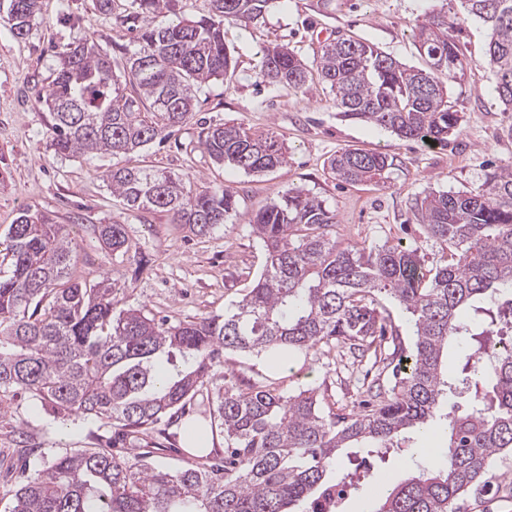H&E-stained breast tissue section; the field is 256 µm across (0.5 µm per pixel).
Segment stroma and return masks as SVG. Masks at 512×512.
<instances>
[{"instance_id":"obj_1","label":"stroma","mask_w":512,"mask_h":512,"mask_svg":"<svg viewBox=\"0 0 512 512\" xmlns=\"http://www.w3.org/2000/svg\"><path fill=\"white\" fill-rule=\"evenodd\" d=\"M0 0V243L24 209L56 215L70 225L79 261L76 279L111 277L119 308L142 307L174 325L223 313L252 288L267 255L249 232L248 218L271 200L300 188L334 210L339 243L374 247L389 242L418 247L434 264L441 247L424 238L414 218L418 198L431 191L456 192L481 184L494 168L512 165V112L503 111L487 63L490 31L464 15L459 0H272L262 18L224 25V44L236 64L232 81L215 80L198 94L195 112L175 135L128 156L94 154L61 158L49 149L45 114L38 101L55 65V54L81 38L96 42L116 62L133 48V35L112 18L90 11V0H39L30 34L14 38ZM458 17L456 36L467 62L464 79L448 95L462 117L448 145L401 140L371 124L341 117L332 94L313 85L302 94L269 84L258 73L261 50L285 45L305 60L338 37L375 44L400 62L424 67L414 25L426 14ZM227 122L274 132L288 148L286 165L246 173L215 163L202 140L207 128ZM389 150L402 164L382 184H347L333 178L328 160L343 149ZM135 165L190 177L195 187L234 189L238 212L207 237L188 233L167 213L129 211L112 197L103 179L112 166ZM124 224L128 251L101 248L94 227ZM396 358L358 362L340 349L310 350L271 370L265 357L224 356L225 382H260L288 392L315 389L323 408L352 407L368 387L387 393ZM8 411L0 417V512H8L19 473L6 468L19 454L31 470L51 457L92 448L111 428L83 417L60 419L34 409L23 395L0 394Z\"/></svg>"}]
</instances>
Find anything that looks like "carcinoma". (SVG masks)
<instances>
[{"mask_svg": "<svg viewBox=\"0 0 512 512\" xmlns=\"http://www.w3.org/2000/svg\"><path fill=\"white\" fill-rule=\"evenodd\" d=\"M270 0H204L193 20L163 23L169 0H93L101 15L130 25L138 45L115 73L109 53L81 40L59 53L40 96L45 134L59 156L129 154L169 138L187 121L197 94L232 80L224 21L247 23ZM490 29L488 64L503 111L512 112V0H461ZM38 0H9L11 33L26 37ZM458 18L426 15L415 26L424 69L376 46L336 38L309 66L284 45L263 51L270 84L304 92L329 88L349 119L402 140L448 145L461 116L440 76L457 81L464 62L454 39ZM217 163L246 173L287 162L271 133L224 124L205 133ZM329 170L352 184L378 182L398 166L394 153L345 149ZM128 210L168 213L195 236H208L237 212L226 187L193 190L169 172L140 166L105 174ZM415 219L441 245L426 270L418 250L399 245L340 249L336 214L316 196L292 189L248 219L268 252L259 279L241 300L196 321L169 325L142 308H117L109 277L73 281L78 253L67 227L25 210L10 225L0 261V391L14 390L54 416H83L115 428L112 441L53 457L12 491L10 512H316L344 448L386 455L410 429L433 433L446 464L422 461L418 474L369 494V512H461L489 494L492 457L512 454V167L489 172L474 189L429 193ZM104 248L128 251L125 226L96 228ZM394 302L414 322V341L388 397L346 413L323 412L312 390L276 392L224 382L227 350L266 353L341 346L356 360L378 359L388 344ZM470 391L468 408L443 412L448 349ZM200 400L224 457L196 455L179 468L147 461L137 442L151 426Z\"/></svg>", "mask_w": 512, "mask_h": 512, "instance_id": "carcinoma-1", "label": "carcinoma"}]
</instances>
